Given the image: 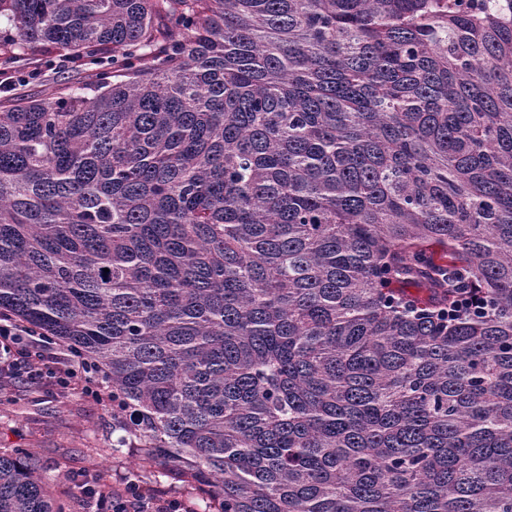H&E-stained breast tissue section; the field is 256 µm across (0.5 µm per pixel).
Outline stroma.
Masks as SVG:
<instances>
[{
	"instance_id": "obj_1",
	"label": "stroma",
	"mask_w": 512,
	"mask_h": 512,
	"mask_svg": "<svg viewBox=\"0 0 512 512\" xmlns=\"http://www.w3.org/2000/svg\"><path fill=\"white\" fill-rule=\"evenodd\" d=\"M0 386L5 389L0 398V450L33 449L53 493L68 503L70 512H83L79 485L99 474L111 485L138 476L168 493L191 495V488L161 470L137 472L135 451L121 445L125 432L111 409L80 387L63 388L53 380L28 385L5 374Z\"/></svg>"
}]
</instances>
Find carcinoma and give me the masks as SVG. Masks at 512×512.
Instances as JSON below:
<instances>
[{
  "label": "carcinoma",
  "instance_id": "1",
  "mask_svg": "<svg viewBox=\"0 0 512 512\" xmlns=\"http://www.w3.org/2000/svg\"><path fill=\"white\" fill-rule=\"evenodd\" d=\"M0 21L11 62L112 59L0 104V315L96 366L140 468L217 512H512V0ZM0 512H65L30 448Z\"/></svg>",
  "mask_w": 512,
  "mask_h": 512
}]
</instances>
